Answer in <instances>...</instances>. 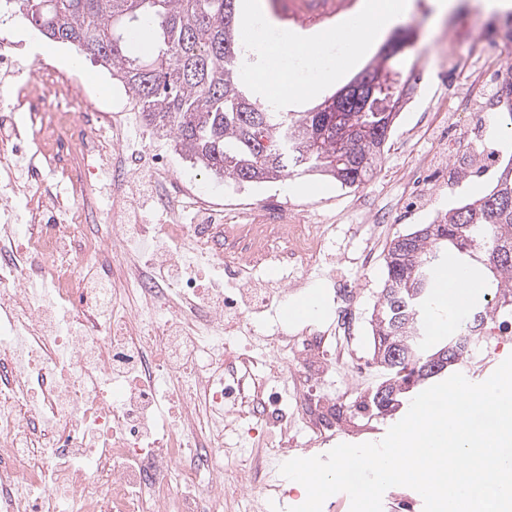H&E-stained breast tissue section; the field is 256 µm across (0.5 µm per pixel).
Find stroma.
I'll use <instances>...</instances> for the list:
<instances>
[{
    "label": "stroma",
    "instance_id": "stroma-1",
    "mask_svg": "<svg viewBox=\"0 0 512 512\" xmlns=\"http://www.w3.org/2000/svg\"><path fill=\"white\" fill-rule=\"evenodd\" d=\"M413 5L405 24L415 28L417 36L403 50L401 58L404 70L413 72L417 82L400 111L377 170L358 190H343L331 179L300 171L291 173L289 179L310 186V193L304 195L285 192L278 182L229 183L192 166L175 151L171 141L151 136L146 142L147 163L188 177L193 186L210 194L213 202L225 210L243 211L254 203L272 206L281 203L294 208L304 218L340 217L341 223L330 240L333 263L324 264L320 276L310 277L307 285L289 289L286 296L274 300L257 315L254 335L236 340L239 349L258 353L267 350V340L275 333L290 334L310 324L325 325L335 316L336 279L350 282L357 294L353 358L351 365L339 363L324 369L319 391L329 397H337L349 382L355 383L363 395L383 380L381 371L371 362L373 336L369 318L385 277L386 241L433 222L439 214L465 200L488 194L502 169L512 161V139L501 136L492 139L482 131L483 124L497 122L483 89L468 79L469 72L483 68V61L475 59L469 66L460 68L440 55L441 47L456 40L458 32L479 36L488 33L491 27L504 26V14L485 12L481 0H455L454 7L441 15L435 11L434 0H413ZM56 49L77 60L76 71L94 107L113 109L131 105V98L110 73L78 47L60 43ZM464 139L473 143V150L459 152ZM475 161L485 164V173L460 176V169ZM359 195L368 198L372 208L385 215L387 224L384 240L376 244L374 257L368 264L363 261V237L350 233L346 223ZM313 293L321 299V309L316 315L306 319L282 318L285 306L300 303ZM498 326V320L488 321L483 330L484 342L478 343L469 359L458 366V373L470 382L485 381L512 355V333L502 334ZM406 413L402 407L386 416H361L355 414L352 400H338L334 429L315 443L301 436L298 430H291L290 435L296 438L297 444L289 448L288 454L321 456L340 443L380 442ZM231 447L233 451L248 454L261 467V487L248 492L252 503L250 512H277L278 507L290 508L304 502L305 497L295 481L286 479L279 482V490L270 489V482L275 481V456L268 449L252 447L245 438L235 439Z\"/></svg>",
    "mask_w": 512,
    "mask_h": 512
}]
</instances>
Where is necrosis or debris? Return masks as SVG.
<instances>
[{
  "mask_svg": "<svg viewBox=\"0 0 512 512\" xmlns=\"http://www.w3.org/2000/svg\"><path fill=\"white\" fill-rule=\"evenodd\" d=\"M0 66L11 76L0 126L26 113L40 146L32 156L22 132L0 134V186L27 209L25 223L0 224V512H224L227 490L254 481L250 459L225 457V420L264 422L273 381L291 385L288 423L310 437L335 416L333 400L303 403L310 357L351 354L345 314L277 336L259 372L232 347L283 294L262 268L280 265L287 283L306 284L329 260L332 225L297 223L285 207L274 223L260 210L237 223L158 168L150 175L166 222L113 223L137 176L124 160L140 155L128 117L91 107L72 73H25L6 38ZM36 83L75 115L74 163L52 158ZM91 188L104 205L86 206ZM188 206L201 223H183ZM205 269L211 285L197 287ZM228 283L235 297L225 296Z\"/></svg>",
  "mask_w": 512,
  "mask_h": 512,
  "instance_id": "obj_1",
  "label": "necrosis or debris"
}]
</instances>
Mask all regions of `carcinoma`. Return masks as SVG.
I'll return each instance as SVG.
<instances>
[{
  "instance_id": "cac0c4a2",
  "label": "carcinoma",
  "mask_w": 512,
  "mask_h": 512,
  "mask_svg": "<svg viewBox=\"0 0 512 512\" xmlns=\"http://www.w3.org/2000/svg\"><path fill=\"white\" fill-rule=\"evenodd\" d=\"M237 0H16L17 12L47 37L93 51L135 101L148 125L172 138L189 162L213 175L251 183L279 182L295 169L328 177L345 189L358 188L381 159L394 127L400 94L413 89L411 77L397 85L396 57L381 55L367 69L380 89L334 112H285L280 102L257 104L242 89V60L236 28ZM505 128L512 131V73L497 91ZM460 265L480 269L494 306L480 310L512 315V169L501 171L491 193L449 209L430 224L394 238L384 256L386 277L371 313L372 362L385 380L358 403L362 412L381 413L378 394L387 386L400 396L426 384L421 367L435 356L448 366L476 345L467 321L433 349L430 334L435 288L432 268L446 251ZM494 254L506 259L493 263ZM394 347L399 359L386 352Z\"/></svg>"
}]
</instances>
